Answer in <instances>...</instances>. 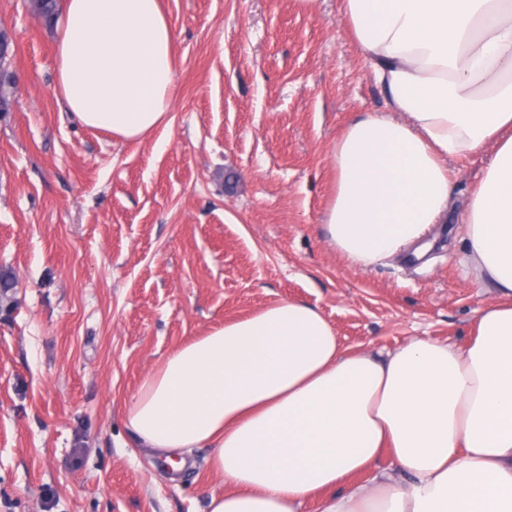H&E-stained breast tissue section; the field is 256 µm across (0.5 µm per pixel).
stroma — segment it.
I'll return each instance as SVG.
<instances>
[{"instance_id":"obj_1","label":"stroma","mask_w":512,"mask_h":512,"mask_svg":"<svg viewBox=\"0 0 512 512\" xmlns=\"http://www.w3.org/2000/svg\"><path fill=\"white\" fill-rule=\"evenodd\" d=\"M177 43L168 128L123 143L54 94L55 31L0 0L14 37L0 114V512H207L210 449L179 485L124 425L142 379L184 343L281 300L316 307L345 346L463 342L490 291L467 276L459 210L489 157L452 159L458 207L418 260L357 271L324 241L328 149L382 112L339 16L295 0H162Z\"/></svg>"}]
</instances>
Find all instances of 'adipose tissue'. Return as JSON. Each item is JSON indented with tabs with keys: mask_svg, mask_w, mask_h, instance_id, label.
I'll list each match as a JSON object with an SVG mask.
<instances>
[{
	"mask_svg": "<svg viewBox=\"0 0 512 512\" xmlns=\"http://www.w3.org/2000/svg\"><path fill=\"white\" fill-rule=\"evenodd\" d=\"M388 109L329 149L326 240L365 270L422 256L448 221V161L490 151L461 259L491 295L459 345L343 346L315 308L270 304L181 345L126 413L137 447L212 449L209 512H512V0H340ZM55 93L85 127L168 126L177 45L161 0H64ZM390 457L393 469L381 466Z\"/></svg>",
	"mask_w": 512,
	"mask_h": 512,
	"instance_id": "ef3b65f1",
	"label": "adipose tissue"
}]
</instances>
